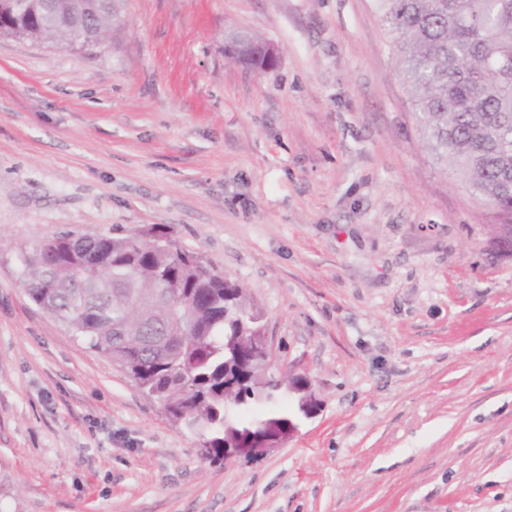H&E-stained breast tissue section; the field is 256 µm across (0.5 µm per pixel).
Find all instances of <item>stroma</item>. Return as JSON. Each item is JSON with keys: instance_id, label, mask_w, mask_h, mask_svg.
<instances>
[{"instance_id": "stroma-1", "label": "stroma", "mask_w": 512, "mask_h": 512, "mask_svg": "<svg viewBox=\"0 0 512 512\" xmlns=\"http://www.w3.org/2000/svg\"><path fill=\"white\" fill-rule=\"evenodd\" d=\"M155 227L315 395L274 452L206 460L29 299L41 242ZM0 483V512H512V257L423 150L372 0H122L89 54L0 36ZM242 43L240 50L235 55L227 53V55L236 63L248 69H264L266 65V57L263 51L264 42L247 35H241L231 39L228 43Z\"/></svg>"}]
</instances>
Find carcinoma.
Segmentation results:
<instances>
[{
    "label": "carcinoma",
    "mask_w": 512,
    "mask_h": 512,
    "mask_svg": "<svg viewBox=\"0 0 512 512\" xmlns=\"http://www.w3.org/2000/svg\"><path fill=\"white\" fill-rule=\"evenodd\" d=\"M422 148L452 172L491 226L512 225V0H373ZM115 0H0V36L99 45ZM231 59L264 69V42L231 39ZM32 301L123 369L203 456L269 429L262 367L249 336L262 315L238 283L166 233L74 238L63 233L19 259Z\"/></svg>",
    "instance_id": "cac0c4a2"
}]
</instances>
